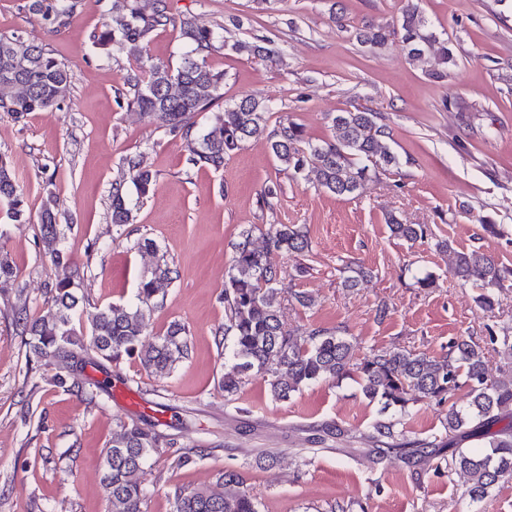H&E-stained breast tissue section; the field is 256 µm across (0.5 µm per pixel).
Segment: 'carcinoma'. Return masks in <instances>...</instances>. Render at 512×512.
Segmentation results:
<instances>
[{"label": "carcinoma", "instance_id": "cac0c4a2", "mask_svg": "<svg viewBox=\"0 0 512 512\" xmlns=\"http://www.w3.org/2000/svg\"><path fill=\"white\" fill-rule=\"evenodd\" d=\"M30 8L41 16L51 30L72 23L76 0H32ZM173 28L189 50L176 69L143 57V43L157 30ZM361 44L381 48L397 42L411 62H420L437 48L443 64L454 61L448 41L437 36L414 0H404L401 15L392 25H368L356 29ZM218 34L197 23L192 14L176 15L167 0H149V9L140 0H112V24L105 25L96 43L111 40L122 43L136 62L126 84L132 90L127 106L141 112L150 122L183 140L190 161L219 170L224 161L241 149L243 143L265 134L266 100L248 95L214 109L223 98L224 74L210 68L201 54L212 50ZM224 47L236 54L264 60L275 51L256 42L235 41ZM12 94L0 95V111L21 118L29 112L58 110L70 87V74L44 45L18 34L0 33V88ZM208 115L206 130L200 139L192 138L195 118ZM331 138L313 144L305 141L303 128L290 121L268 134L274 157L296 176L314 167L318 187L336 196H351L377 173L399 166L390 146L392 133L380 113L370 109L338 112L332 118ZM139 198L153 190L155 174L139 154L123 159ZM0 204L15 222L26 220V198L7 159L0 156ZM112 223L121 226L133 222V210L123 185L112 186L110 195ZM44 251L60 270L50 287L51 306L30 318L15 319L25 342L28 365L42 361L68 363L80 354L91 353L109 361L136 355L141 363L159 376H168L176 364L187 358L190 341L186 327L172 322L166 333L150 344L144 343L148 327L150 301L172 282V270L159 266L140 282L139 303H112L92 318L89 330L74 323L82 297L79 286L84 268L71 262L61 246L65 229L56 221L54 202L47 199L39 215ZM391 233L406 241L426 238L424 224L390 221ZM234 247L232 264L224 280V352L231 364L224 365L222 387L227 397L234 396L253 371L269 372L270 393L279 401L313 382H338L356 374L363 395L382 404L393 416L373 422L361 434L368 445L372 462L405 452L414 462L451 450L448 468L467 476L464 497L468 504L482 502L489 490L512 480V367L498 375L489 374L481 347L462 338L449 345L448 355L432 359L408 349L382 351L358 359L350 342L332 331L320 328L290 329L280 319L281 299L287 290L281 287V271L270 266L265 252L250 246L249 234ZM269 250L303 252L309 249L307 235L295 224H281L266 233ZM346 288H357L369 276L361 266H345ZM453 274L465 283L484 290L480 304L489 308L494 292L512 288V268L495 257L473 249L456 254ZM50 381L65 391L79 394L87 405L101 404L99 384H87L70 371L56 373ZM464 392L462 406L451 404L444 426L445 436L433 440H408L398 429L399 416L409 405L428 401L442 405ZM477 441L475 448L462 442ZM161 435L137 422L120 424L112 436L102 461V486L107 512H141L147 490L140 473L147 460L159 452ZM222 491L182 488L173 492L174 512H259L257 500L242 489L243 477L235 470L219 473Z\"/></svg>", "mask_w": 512, "mask_h": 512}]
</instances>
